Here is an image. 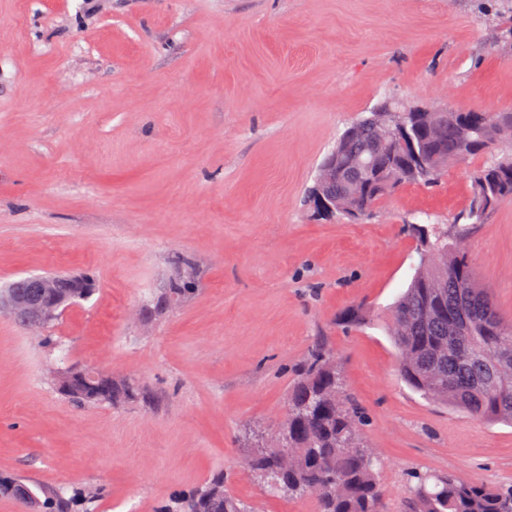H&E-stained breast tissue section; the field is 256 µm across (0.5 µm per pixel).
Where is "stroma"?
<instances>
[{
    "mask_svg": "<svg viewBox=\"0 0 512 512\" xmlns=\"http://www.w3.org/2000/svg\"><path fill=\"white\" fill-rule=\"evenodd\" d=\"M478 0H0V287L28 274L95 292L41 333L0 313V475L97 490L90 512H160L217 471L256 512L246 432L285 417L293 369L334 350L380 463L387 512L413 471L512 483V426L431 402L376 325L419 263L414 224L470 200L465 167L368 220L305 197L337 135L379 100L512 109V51L478 55ZM512 321V200L465 240ZM193 291L158 311L176 274ZM64 368L136 381L144 403L80 405Z\"/></svg>",
    "mask_w": 512,
    "mask_h": 512,
    "instance_id": "35a3bbf8",
    "label": "stroma"
}]
</instances>
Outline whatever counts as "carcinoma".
<instances>
[{"label":"carcinoma","instance_id":"cac0c4a2","mask_svg":"<svg viewBox=\"0 0 512 512\" xmlns=\"http://www.w3.org/2000/svg\"><path fill=\"white\" fill-rule=\"evenodd\" d=\"M499 14L509 25L489 27L483 48L488 52L512 49V0H498ZM400 100L386 98L353 122L338 139L336 163L343 167L336 182V210L344 218L351 205L346 179H356L365 167L385 172V181L370 185L356 201L365 218L385 197L405 185L432 186L448 168L467 163L480 153L490 154L471 172V200L452 223L467 232L484 223L504 200L512 199V111L399 112L395 119L407 128L402 137L395 127L385 130L372 121L374 111ZM425 163L408 169L412 152ZM424 248V261L406 290L392 306L391 336L398 352V369L405 381L426 398L460 409L475 419L512 425V323L498 313L490 293L475 280L473 269L458 247L448 241L439 224L412 227ZM192 281L178 277L165 291L160 307L192 293ZM92 288H58L48 297L54 315L88 299ZM363 308L346 312L347 326L370 323ZM494 369L487 382L473 379L472 363ZM67 397L81 404L135 401L143 397L139 385L128 383L107 390L98 381L69 372L64 378ZM288 440L278 446L255 448L246 458L257 482L290 499L314 498L315 512H385L384 493L374 470L373 450L360 435V416L345 393L330 348L321 341L296 368L287 396ZM413 494L403 512H512V485L487 487L453 473H415ZM28 493L34 512H75L79 502L91 503L92 490L66 496L64 488L1 478L0 493L17 497ZM166 512H255L246 501L224 489V474L216 473L194 492L175 499Z\"/></svg>","mask_w":512,"mask_h":512}]
</instances>
